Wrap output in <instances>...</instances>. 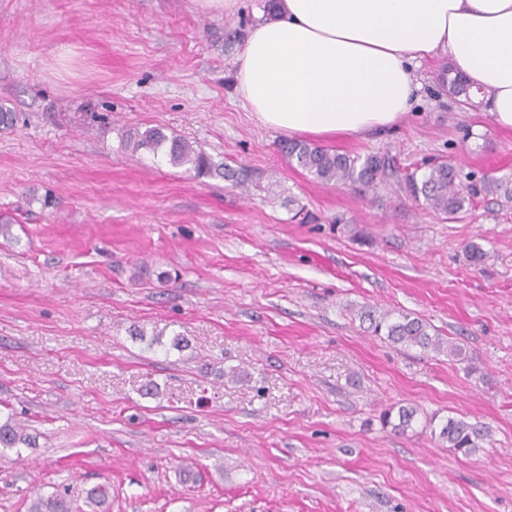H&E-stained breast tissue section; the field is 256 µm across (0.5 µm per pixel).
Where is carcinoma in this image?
<instances>
[{
  "label": "carcinoma",
  "mask_w": 512,
  "mask_h": 512,
  "mask_svg": "<svg viewBox=\"0 0 512 512\" xmlns=\"http://www.w3.org/2000/svg\"><path fill=\"white\" fill-rule=\"evenodd\" d=\"M448 90L452 95L463 98V104L474 107L476 92L460 76L448 79ZM124 147L136 152L141 149L156 151L165 148L167 161L175 166L188 165L199 176L220 173L226 179L244 184L246 175L232 169L221 170L204 152L181 138L170 137L160 127L128 133L123 138ZM281 153L288 163L308 171L318 181L336 188L346 185L375 186L386 174V159L378 154L365 157L352 156L339 151L325 149L303 140H285L280 143ZM405 187L414 198H423L427 208L445 216L448 220L470 205L476 195L490 197L499 202L512 203V178L486 175L479 182L462 187L454 166L439 162L432 164L428 171L418 176L412 172L405 177ZM361 322L369 323L372 333L393 345L418 347L423 351L445 352L448 356L467 359L463 346L448 342L437 334L430 333L432 326L418 316L392 311L380 312L372 306H362L357 311ZM418 414L413 406L389 407L380 413L382 428L394 432H405L413 427ZM488 431L461 418L449 417L440 427L439 441L464 456L475 454L482 448ZM35 439L18 424L7 421L0 425V448L32 447ZM29 512H69L67 501L61 496L39 498L32 503Z\"/></svg>",
  "instance_id": "obj_1"
}]
</instances>
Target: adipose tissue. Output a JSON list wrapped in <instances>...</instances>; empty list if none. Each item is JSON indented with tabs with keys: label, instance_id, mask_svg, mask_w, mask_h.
<instances>
[{
	"label": "adipose tissue",
	"instance_id": "ef3b65f1",
	"mask_svg": "<svg viewBox=\"0 0 512 512\" xmlns=\"http://www.w3.org/2000/svg\"><path fill=\"white\" fill-rule=\"evenodd\" d=\"M423 60L487 89L490 122L512 129V0H281L250 30L235 89L264 127L362 137L410 111Z\"/></svg>",
	"mask_w": 512,
	"mask_h": 512
}]
</instances>
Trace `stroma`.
Instances as JSON below:
<instances>
[{"label": "stroma", "mask_w": 512, "mask_h": 512, "mask_svg": "<svg viewBox=\"0 0 512 512\" xmlns=\"http://www.w3.org/2000/svg\"><path fill=\"white\" fill-rule=\"evenodd\" d=\"M267 17L266 0L226 17L0 0V423L36 437L0 449V512L52 495L70 512H512V205L448 221L404 184L441 161L512 174V131L427 66L394 130L323 142L384 156V180L322 184L236 95ZM155 126L248 184L123 147ZM364 305L426 320L468 361L373 336ZM399 405L489 436L463 457L422 420L382 428Z\"/></svg>", "instance_id": "obj_1"}]
</instances>
